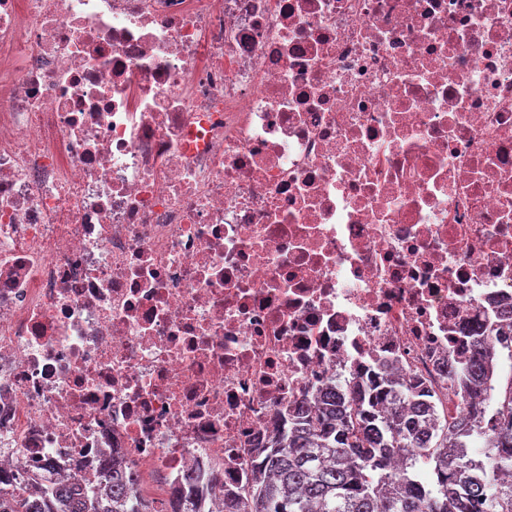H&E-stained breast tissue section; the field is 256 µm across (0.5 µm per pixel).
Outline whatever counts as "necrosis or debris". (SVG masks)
Here are the masks:
<instances>
[{
	"instance_id": "4bbe7bcc",
	"label": "necrosis or debris",
	"mask_w": 512,
	"mask_h": 512,
	"mask_svg": "<svg viewBox=\"0 0 512 512\" xmlns=\"http://www.w3.org/2000/svg\"><path fill=\"white\" fill-rule=\"evenodd\" d=\"M512 0H0V469L248 486L294 404L512 347Z\"/></svg>"
}]
</instances>
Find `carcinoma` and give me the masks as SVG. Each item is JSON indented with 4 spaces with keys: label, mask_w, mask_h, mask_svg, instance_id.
Returning <instances> with one entry per match:
<instances>
[{
    "label": "carcinoma",
    "mask_w": 512,
    "mask_h": 512,
    "mask_svg": "<svg viewBox=\"0 0 512 512\" xmlns=\"http://www.w3.org/2000/svg\"><path fill=\"white\" fill-rule=\"evenodd\" d=\"M447 372L471 399L451 421L440 417L436 393L384 366L370 387H331L298 406L256 457L255 481L224 499V512H512V383L495 417L486 415L496 386L483 326L473 330L466 362ZM134 482L109 458L90 490L61 482L30 496L0 472V512H201L191 499L196 476L158 506L136 499Z\"/></svg>",
    "instance_id": "1"
}]
</instances>
